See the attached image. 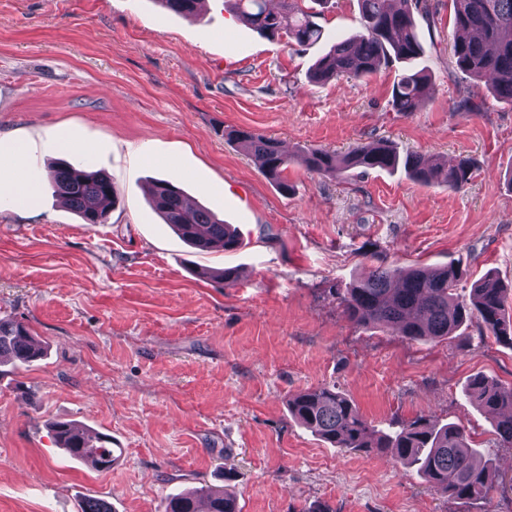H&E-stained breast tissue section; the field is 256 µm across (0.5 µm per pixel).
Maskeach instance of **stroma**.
Here are the masks:
<instances>
[{"label":"stroma","mask_w":512,"mask_h":512,"mask_svg":"<svg viewBox=\"0 0 512 512\" xmlns=\"http://www.w3.org/2000/svg\"><path fill=\"white\" fill-rule=\"evenodd\" d=\"M448 0L416 15L432 98L389 104L394 69L314 84L327 43L269 39L225 0L188 20L156 0H0V136L23 140L37 209L0 198V318L23 322L41 360L0 366V512H163L166 497L220 487L239 512H512V492L463 505L385 453L334 448L288 412L296 393L333 385L376 429L420 416L464 425L512 477L490 418L463 395L478 374L512 385V346L478 323L441 341L359 328L332 288L371 266H460L467 295L492 272L512 282V106L451 63ZM326 35L361 30L358 0H327ZM474 97L480 108L459 110ZM278 139L293 160L283 193L226 136ZM80 148L55 149L57 133ZM456 164L459 192L401 169L311 173L304 150L377 141ZM108 173L118 203L85 224L49 182L58 160ZM167 179L238 231L232 252H201L148 201ZM234 267L230 287L200 277ZM109 435L102 471L69 461L49 425Z\"/></svg>","instance_id":"35a3bbf8"}]
</instances>
